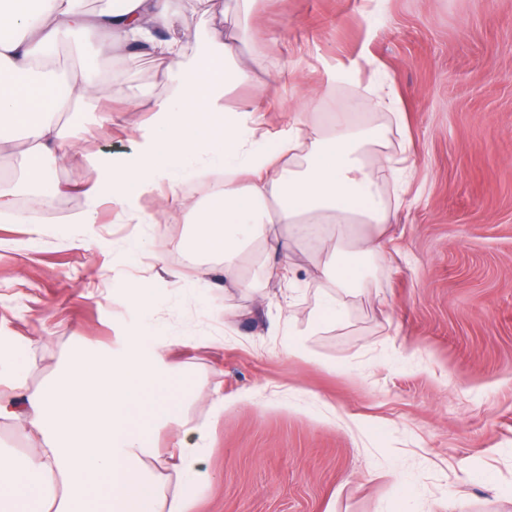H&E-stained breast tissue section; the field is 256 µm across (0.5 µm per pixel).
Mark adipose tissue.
I'll return each mask as SVG.
<instances>
[{
    "instance_id": "1",
    "label": "adipose tissue",
    "mask_w": 512,
    "mask_h": 512,
    "mask_svg": "<svg viewBox=\"0 0 512 512\" xmlns=\"http://www.w3.org/2000/svg\"><path fill=\"white\" fill-rule=\"evenodd\" d=\"M210 2L111 0L94 17L83 0H0V142L21 134V181L50 204L58 186L47 160L62 137L61 115L110 96L112 84L86 68L37 77L32 61L74 32L90 36L103 55L143 41L168 59L169 82L152 102L139 153L107 169L113 201L128 204L129 220L151 224L140 198L164 184V202L176 204L180 183L223 171V188L189 207L196 221L186 249L214 257L237 280L245 248L269 256L297 240L314 244L332 289L308 322L313 333L343 320L346 297L362 285L363 260L383 249L363 228L395 215L375 174L384 133L337 112L322 129L298 119L273 134L260 108L228 106L229 86L244 83L251 70L237 52L238 35L213 29L187 61L175 23L176 9L205 14ZM126 294L149 323L126 338L123 351L76 354L62 376L37 386L28 384L34 342H0V419L26 417L42 442L27 460L0 451V512H190L207 479L196 447L181 446V487L169 496L149 462L160 427L180 420L201 392L158 344L163 328L151 322L162 303L158 288L142 279Z\"/></svg>"
}]
</instances>
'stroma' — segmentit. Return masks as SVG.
Segmentation results:
<instances>
[{"label": "stroma", "instance_id": "1", "mask_svg": "<svg viewBox=\"0 0 512 512\" xmlns=\"http://www.w3.org/2000/svg\"><path fill=\"white\" fill-rule=\"evenodd\" d=\"M242 23L251 79L227 103L267 107L271 132L297 116L320 129L351 102L379 119L372 84L399 99L389 152L412 169L389 185L396 216L343 322L310 336L309 356L282 345L326 290L306 245L254 288L177 259L181 206L137 224L105 198L95 223H76L102 164L136 152L167 81V61L120 47L98 63L118 85L111 125L66 119L56 213L0 223V336L38 340L36 386L78 344L119 348L142 325L125 290L151 279L167 353L203 398L159 431L150 467L172 493L179 441L201 442L193 512H512V0H253L246 16L212 0L181 20L185 56L196 35ZM340 67L351 80H333Z\"/></svg>", "mask_w": 512, "mask_h": 512}]
</instances>
